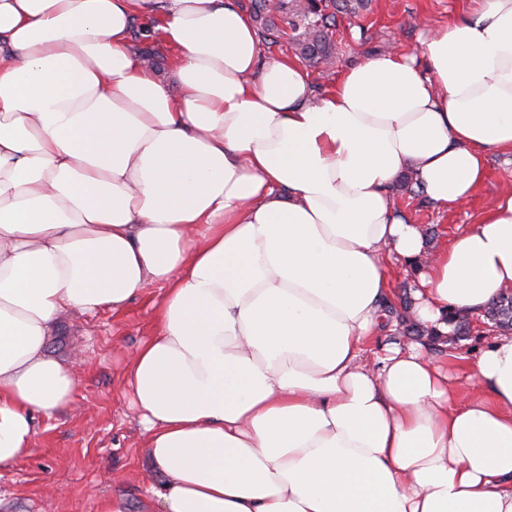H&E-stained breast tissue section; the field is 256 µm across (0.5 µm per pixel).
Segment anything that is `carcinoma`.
<instances>
[{"label":"carcinoma","instance_id":"carcinoma-1","mask_svg":"<svg viewBox=\"0 0 512 512\" xmlns=\"http://www.w3.org/2000/svg\"><path fill=\"white\" fill-rule=\"evenodd\" d=\"M359 6L356 0H251L250 11L266 35L276 29L275 16L287 15L296 32L293 37L296 54L308 65L317 67L331 63L334 54L331 29L336 24V14L354 13ZM483 317L499 330H512V293L499 294L487 305ZM448 322L452 324L453 334L461 338L468 336V316L455 311Z\"/></svg>","mask_w":512,"mask_h":512}]
</instances>
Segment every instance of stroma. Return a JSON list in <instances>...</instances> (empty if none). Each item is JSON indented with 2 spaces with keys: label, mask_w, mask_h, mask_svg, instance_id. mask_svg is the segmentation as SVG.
Listing matches in <instances>:
<instances>
[{
  "label": "stroma",
  "mask_w": 512,
  "mask_h": 512,
  "mask_svg": "<svg viewBox=\"0 0 512 512\" xmlns=\"http://www.w3.org/2000/svg\"><path fill=\"white\" fill-rule=\"evenodd\" d=\"M469 0H368L365 8L336 19L332 40L335 60L328 72L310 69L316 91L331 88L340 71L387 48L418 52L426 27L466 15ZM512 189V158L491 155L483 184L467 203L442 212L426 198L396 196V208L427 228L429 244L439 247L473 224L495 194ZM414 291L411 272L396 267L389 320L371 350L403 338V301ZM151 286L127 308L65 317L52 336L50 355L76 364L78 383L71 405L40 420L32 447L9 469L0 471V512H152V492L163 476L145 448V434L130 408L126 366L140 344L153 335ZM466 339L424 341L423 346L452 376L465 378L467 366L493 332L486 319L472 318Z\"/></svg>",
  "instance_id": "stroma-1"
}]
</instances>
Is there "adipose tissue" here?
<instances>
[{"label": "adipose tissue", "mask_w": 512, "mask_h": 512, "mask_svg": "<svg viewBox=\"0 0 512 512\" xmlns=\"http://www.w3.org/2000/svg\"><path fill=\"white\" fill-rule=\"evenodd\" d=\"M472 2L318 95L237 0H0V468L72 400L62 314L156 285L127 382L160 512H512V337L469 398L418 344L365 359L392 263L443 334L512 290L511 192L435 250L391 204L410 171L454 209L512 155V0ZM136 30L139 31L137 35L134 33ZM150 31L145 26V24L141 21H136L132 30V42L134 45V49L138 52L140 49H145L142 51L141 56L143 59L147 60L150 64V67L157 68L158 59L161 55L156 51L163 55L161 58V64L159 65V69L156 70L157 76L165 83L169 85L172 89L175 88V76H174V61L176 52L174 50L161 47L154 40L152 35H149ZM147 48V49H146ZM156 48V49H150Z\"/></svg>", "instance_id": "adipose-tissue-1"}]
</instances>
